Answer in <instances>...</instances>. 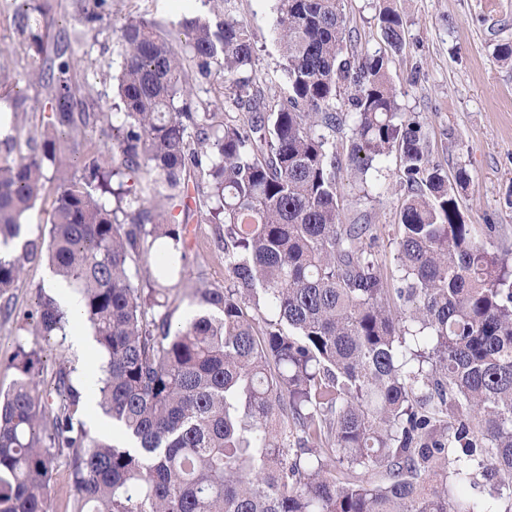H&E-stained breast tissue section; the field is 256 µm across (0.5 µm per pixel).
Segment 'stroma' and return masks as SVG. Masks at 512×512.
Returning <instances> with one entry per match:
<instances>
[{"instance_id": "obj_1", "label": "stroma", "mask_w": 512, "mask_h": 512, "mask_svg": "<svg viewBox=\"0 0 512 512\" xmlns=\"http://www.w3.org/2000/svg\"><path fill=\"white\" fill-rule=\"evenodd\" d=\"M258 48L257 75L266 97L281 101L287 84L280 67V52L272 33L274 0H234ZM81 0H53V10L66 16L60 28L50 29L46 47L57 40L70 42L76 62L70 72L78 99L90 111L112 112L115 88L108 68L119 67V29L139 16L165 29L185 15L201 11L200 0H107L104 19L94 25L81 19ZM400 14L405 46L390 66V78L403 112L417 117L428 138L433 160L447 174L465 168L472 181L461 191V213L470 224H498L504 244L512 249V67L498 63V44L512 42V0H339L353 32L348 49L359 56L382 48L378 15L384 7ZM8 50L9 68L0 78V117L33 130L42 124L46 92L32 69L33 51L16 33L9 0H0V47ZM25 91L24 109L16 111L11 99ZM352 132L336 133L341 167L336 174L346 224H370L377 231V251L386 270L396 266L393 226L408 193L397 178L400 159L390 155L369 192H362L348 160ZM185 266L191 276L210 284L226 278L224 255L213 246L215 227L190 223ZM46 260L27 263L10 295L8 310L0 311V393L15 378L7 362L18 343L44 348V378L53 381L59 368H73L75 382L85 384L98 374L103 355L96 344L77 350L71 336L51 343L24 329L25 317L47 286Z\"/></svg>"}]
</instances>
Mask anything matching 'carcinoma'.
Returning a JSON list of instances; mask_svg holds the SVG:
<instances>
[{
    "label": "carcinoma",
    "instance_id": "1",
    "mask_svg": "<svg viewBox=\"0 0 512 512\" xmlns=\"http://www.w3.org/2000/svg\"><path fill=\"white\" fill-rule=\"evenodd\" d=\"M81 2L86 23L102 20L107 0ZM200 2L208 12L174 31L122 25L119 124L75 110L60 47L38 73L48 132L0 138V299L44 256L75 286L105 359L98 406L121 437L85 427L73 369L49 386L41 351L18 345L0 397V512H49L60 448L73 450L71 512H512V251L500 225L464 221L469 173L448 181L401 111L400 15L384 9L385 50L359 58L344 53L337 0H276L288 96L271 106L247 23L231 0ZM12 5L43 53L51 0ZM204 81L238 119L191 111ZM349 123L359 174L401 158L390 276L371 225L341 220L334 136ZM99 125L108 157L80 151ZM61 137L81 175L58 172L49 241L29 239ZM114 177L139 190H112ZM176 206L216 226L228 278L191 289L204 311L174 326L169 294L188 279ZM26 324L49 340L71 315L41 293Z\"/></svg>",
    "mask_w": 512,
    "mask_h": 512
}]
</instances>
